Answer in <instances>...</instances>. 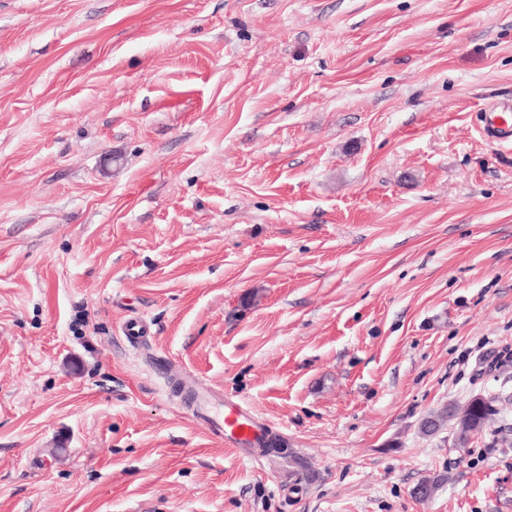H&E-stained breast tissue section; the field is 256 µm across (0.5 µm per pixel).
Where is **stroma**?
<instances>
[{"mask_svg": "<svg viewBox=\"0 0 512 512\" xmlns=\"http://www.w3.org/2000/svg\"><path fill=\"white\" fill-rule=\"evenodd\" d=\"M493 103L512 0H0V512H512ZM186 385L192 392V405L197 418L224 443L237 449L247 461L257 462L266 453L264 447L273 433V427L255 411L239 402L224 398L218 392L198 386L195 378ZM486 397L481 410H473L465 405L461 412L448 406L431 412L429 417L420 423V433L425 436L434 435L437 430L445 427L448 421L455 420L453 426H450L454 438L458 444L467 445L484 428L487 421L494 419L500 413V397L492 394Z\"/></svg>", "mask_w": 512, "mask_h": 512, "instance_id": "stroma-1", "label": "stroma"}]
</instances>
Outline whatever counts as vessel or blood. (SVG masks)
I'll return each mask as SVG.
<instances>
[{"label":"vessel or blood","mask_w":512,"mask_h":512,"mask_svg":"<svg viewBox=\"0 0 512 512\" xmlns=\"http://www.w3.org/2000/svg\"><path fill=\"white\" fill-rule=\"evenodd\" d=\"M484 131L492 140L511 145L512 114L491 109L486 114ZM189 389L197 418L213 435L237 449L244 460L255 462L264 455L273 432L268 421L239 402L198 384H190Z\"/></svg>","instance_id":"b4317fda"}]
</instances>
